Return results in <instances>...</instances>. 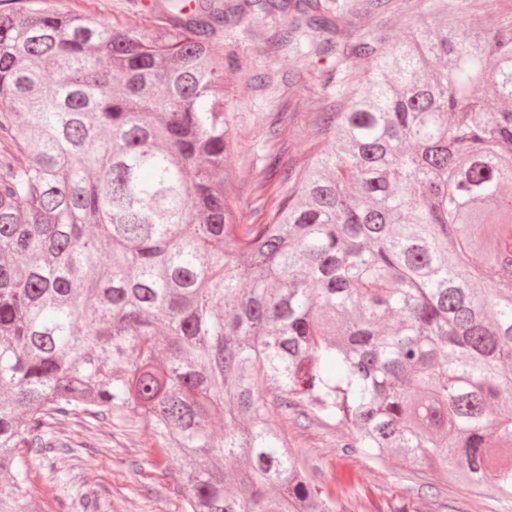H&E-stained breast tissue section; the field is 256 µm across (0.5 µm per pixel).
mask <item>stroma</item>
I'll return each instance as SVG.
<instances>
[{
  "mask_svg": "<svg viewBox=\"0 0 512 512\" xmlns=\"http://www.w3.org/2000/svg\"><path fill=\"white\" fill-rule=\"evenodd\" d=\"M464 20L474 30H497L512 25V0H466ZM68 8L90 13L114 26L146 32L170 24L166 0L147 9L141 0H65ZM430 0H391L381 22L398 38L429 18ZM285 15L256 12L235 27L217 29L216 48L233 56L238 65L224 72V100L229 108L232 145L226 178L241 218H248L254 183L271 156L299 168L320 152L324 135L317 126L326 104L322 91L328 60L301 53L281 54L272 43L288 24ZM282 139L269 135L271 127ZM281 427L288 449L309 474L339 504L359 500L367 508L384 501L414 499L436 487L428 512H512L493 488L470 492L449 486L447 474L415 477L405 460L390 456L374 461L344 455L347 430L322 422L288 419ZM59 435L71 448L45 466L33 470L31 487L45 512H63V503L78 501L83 489L97 487L102 512H183L185 490L177 470L159 454L145 427L97 421L81 416L58 424ZM135 468H128V461Z\"/></svg>",
  "mask_w": 512,
  "mask_h": 512,
  "instance_id": "stroma-1",
  "label": "stroma"
}]
</instances>
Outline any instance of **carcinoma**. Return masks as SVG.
Segmentation results:
<instances>
[{"mask_svg":"<svg viewBox=\"0 0 512 512\" xmlns=\"http://www.w3.org/2000/svg\"><path fill=\"white\" fill-rule=\"evenodd\" d=\"M389 0H195L152 34L57 0L0 10V512L76 414L145 424L186 512H338L272 420L350 431L512 503V33L435 20L323 83L324 149L273 157L237 223L218 27L292 13L335 57ZM106 261H101V257ZM372 66V60L368 56L350 55L349 68L337 78L343 79L352 88H361Z\"/></svg>","mask_w":512,"mask_h":512,"instance_id":"carcinoma-1","label":"carcinoma"}]
</instances>
